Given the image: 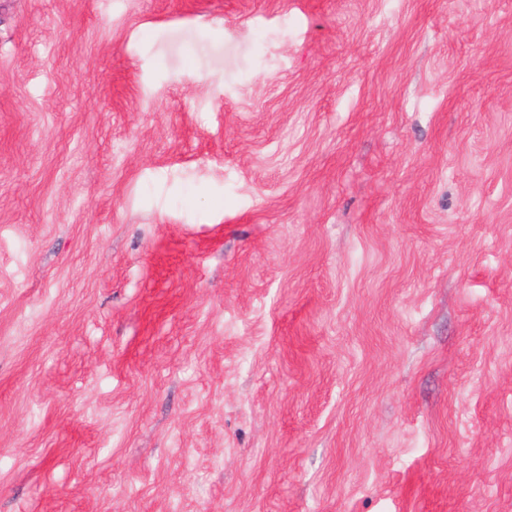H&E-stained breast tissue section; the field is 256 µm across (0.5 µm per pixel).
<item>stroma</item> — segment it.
Here are the masks:
<instances>
[{
	"mask_svg": "<svg viewBox=\"0 0 512 512\" xmlns=\"http://www.w3.org/2000/svg\"><path fill=\"white\" fill-rule=\"evenodd\" d=\"M0 512H512V0H0Z\"/></svg>",
	"mask_w": 512,
	"mask_h": 512,
	"instance_id": "35a3bbf8",
	"label": "stroma"
}]
</instances>
